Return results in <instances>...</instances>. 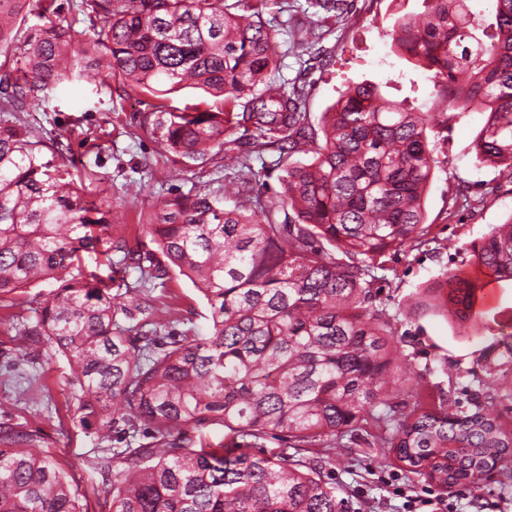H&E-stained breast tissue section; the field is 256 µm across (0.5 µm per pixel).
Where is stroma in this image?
<instances>
[{"label": "stroma", "instance_id": "stroma-1", "mask_svg": "<svg viewBox=\"0 0 512 512\" xmlns=\"http://www.w3.org/2000/svg\"><path fill=\"white\" fill-rule=\"evenodd\" d=\"M424 10V0H353L342 19L328 20L331 31L321 44L319 61L309 67L297 44L303 28L326 20L324 11L312 6L311 0H274L263 15L276 28L280 67L272 77L302 87L304 110L314 125L341 90L363 81L379 83L386 96L410 98L418 111L436 116L443 105L426 73L395 54L385 36L397 18ZM21 118L35 136L54 139L58 162L79 161L82 177L105 180L112 195V215L131 232L166 198L198 190L223 191L235 174L220 156L203 167L187 160L173 162L158 144L140 136L138 106L117 81L108 90L80 81L50 92L41 110L22 113ZM482 122V114L463 112L448 128L430 132L433 154L440 160L425 195L432 241L387 253L382 267L374 271V304L387 310L395 344L410 354L422 375L420 387L405 385L397 392L394 401L401 407L418 400L431 409L443 398L460 397L462 387L476 389L494 343L488 333L460 336L443 318L417 317L407 309L418 288L442 272L473 274L471 243L512 215L511 182H504L497 197L482 196L484 183L495 176L493 168L476 163L472 150ZM134 182L144 184V191L130 193L128 186ZM166 289L181 317L191 318L197 330H205L208 307L192 283L175 274ZM19 374L32 377L33 383L18 400L4 383ZM69 376L65 359L46 360L19 348L12 333L0 326V425L38 432L43 449L68 474L83 507L101 512L105 486L91 467L97 436L75 417L77 402ZM389 474L417 491L429 484L372 438L336 451L334 476L349 497L352 512H403L401 499L382 481ZM458 512H512V474L498 468L478 487L466 489Z\"/></svg>", "mask_w": 512, "mask_h": 512}]
</instances>
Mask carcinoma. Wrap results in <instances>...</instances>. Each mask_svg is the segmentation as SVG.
Instances as JSON below:
<instances>
[{"label":"carcinoma","mask_w":512,"mask_h":512,"mask_svg":"<svg viewBox=\"0 0 512 512\" xmlns=\"http://www.w3.org/2000/svg\"><path fill=\"white\" fill-rule=\"evenodd\" d=\"M267 2L80 0L92 32L81 42L56 0H0V112H21L75 80L108 89L119 80L144 96L140 134L175 157L203 165L224 153L247 168L249 154L224 140L242 128L257 133L254 150H274L286 164L276 197L261 199L260 175L243 174L220 197L165 200L131 237L112 223V203L89 199L24 122L0 123V308L26 307V322L12 326L20 345L46 344L73 367L79 424L108 443L93 462L110 481L108 512H351L334 459L307 463L258 445L271 437L291 448H347L369 416L393 423L381 447L446 488L473 486L512 458L496 392L422 413L391 403L400 380L420 375L408 362L397 374L394 332L368 277L388 251L428 242L424 196L440 160L425 113L361 82L313 126L304 93L270 78ZM424 2L423 14L399 18L387 37L428 73L445 103L439 127L461 112L484 116L474 151L498 171L483 191L494 197L501 179L512 180V0H493L490 22L469 0ZM31 15L44 24L23 38ZM187 87L224 108L169 109L163 96ZM300 153L312 159L294 160ZM85 254L104 256L107 276L83 275ZM470 254L490 280H512V215ZM174 271L206 300L203 334L169 330L181 319L150 285ZM43 282L55 288L16 302ZM485 286L444 272L409 309L465 333L485 317L475 310ZM496 325L489 377L495 363L512 365V317ZM210 429L229 442H211ZM38 438L0 427V512H84Z\"/></svg>","instance_id":"1"}]
</instances>
